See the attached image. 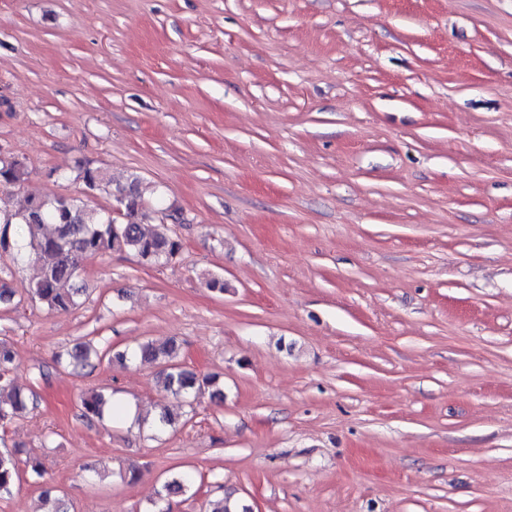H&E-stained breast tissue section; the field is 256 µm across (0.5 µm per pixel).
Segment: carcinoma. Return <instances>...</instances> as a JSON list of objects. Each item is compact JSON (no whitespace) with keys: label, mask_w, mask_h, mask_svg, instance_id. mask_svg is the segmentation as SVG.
<instances>
[{"label":"carcinoma","mask_w":512,"mask_h":512,"mask_svg":"<svg viewBox=\"0 0 512 512\" xmlns=\"http://www.w3.org/2000/svg\"><path fill=\"white\" fill-rule=\"evenodd\" d=\"M28 177L25 163L15 157H0V187L21 188ZM78 180L86 190L105 193L111 197L125 194L120 214H101L77 199L28 200L20 212L0 210V250L12 257H27L38 267V275L31 282L27 293L31 300L50 313L68 312L78 306L77 298L84 288L69 290L64 285L82 278L81 259L89 253L107 254L114 250H127L138 255L145 263L157 265L173 258L181 249L180 240L170 229L147 232L144 221L150 218L139 191V181L134 178L127 186L112 187L107 173L100 168H85ZM181 346L172 340L163 345L146 341L135 348L120 351L115 358L121 361H139L156 366V384L166 397L185 401L191 394L206 385L212 396L224 399V391L216 377L201 378L186 369L179 361ZM106 352L90 343L76 345L64 354L56 355V362L83 369L92 361L102 360ZM16 354L11 343L0 341V429H6L25 414L33 402L30 395L15 384L11 373ZM112 397L97 391L80 398L81 416L103 420L105 410L111 408ZM19 472L11 456L0 455V496L11 493ZM190 473L176 471L164 481L154 512H164L162 502L191 490ZM208 512H248L224 496L209 502Z\"/></svg>","instance_id":"carcinoma-1"}]
</instances>
